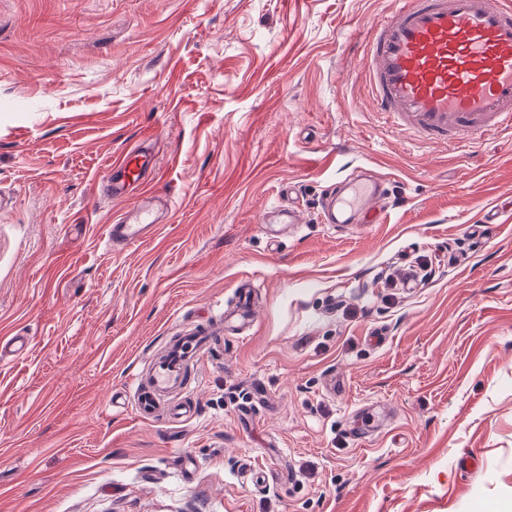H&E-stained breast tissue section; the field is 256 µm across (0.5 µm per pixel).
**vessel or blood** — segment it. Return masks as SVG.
I'll use <instances>...</instances> for the list:
<instances>
[{
	"label": "vessel or blood",
	"mask_w": 512,
	"mask_h": 512,
	"mask_svg": "<svg viewBox=\"0 0 512 512\" xmlns=\"http://www.w3.org/2000/svg\"><path fill=\"white\" fill-rule=\"evenodd\" d=\"M366 78L377 112L402 131L460 148L489 135L512 134V0H396L368 44ZM155 166L149 147L114 162L104 190L124 197ZM383 177L338 180L327 201L330 224H363L385 212ZM154 196L146 195L107 225L109 244L142 242L158 228ZM214 342L211 331L173 337L133 385V408L143 419L190 415L188 402L167 401L188 388L186 366Z\"/></svg>",
	"instance_id": "b4317fda"
}]
</instances>
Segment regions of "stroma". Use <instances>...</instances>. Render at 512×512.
Here are the masks:
<instances>
[{
	"label": "stroma",
	"instance_id": "obj_1",
	"mask_svg": "<svg viewBox=\"0 0 512 512\" xmlns=\"http://www.w3.org/2000/svg\"><path fill=\"white\" fill-rule=\"evenodd\" d=\"M394 7L0 0V336L28 339L0 356V512H512V137L467 155L374 112ZM142 143L144 187L105 198ZM360 169L386 216L323 223ZM145 192L170 223L108 250ZM277 204L301 223L261 224ZM245 279L195 415L139 418L144 362Z\"/></svg>",
	"mask_w": 512,
	"mask_h": 512
}]
</instances>
